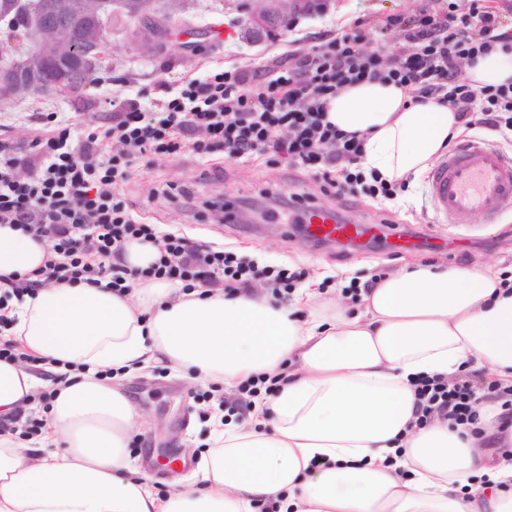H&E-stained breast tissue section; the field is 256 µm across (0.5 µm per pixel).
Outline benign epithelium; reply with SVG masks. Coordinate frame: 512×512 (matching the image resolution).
Instances as JSON below:
<instances>
[{"label":"benign epithelium","instance_id":"1","mask_svg":"<svg viewBox=\"0 0 512 512\" xmlns=\"http://www.w3.org/2000/svg\"><path fill=\"white\" fill-rule=\"evenodd\" d=\"M330 0H252L248 23L256 34L285 27L302 15L325 10ZM100 0H77L75 3L51 5L47 0H32L26 10L16 13V23L23 27L33 43L23 65L0 63V99L43 89L69 96L74 85L86 76L89 58L99 54L106 42V28L85 26L79 31L85 53L68 67L73 33L78 21L99 14ZM166 27L154 21L138 19L132 39L140 47H151L159 41Z\"/></svg>","mask_w":512,"mask_h":512}]
</instances>
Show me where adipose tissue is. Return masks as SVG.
<instances>
[{
  "label": "adipose tissue",
  "instance_id": "adipose-tissue-1",
  "mask_svg": "<svg viewBox=\"0 0 512 512\" xmlns=\"http://www.w3.org/2000/svg\"><path fill=\"white\" fill-rule=\"evenodd\" d=\"M475 88L512 83V39L466 64ZM326 117L363 142L364 174L416 180L462 129L392 82L342 88ZM49 244L0 224V274L32 277ZM342 294L310 285L291 303L151 282L48 284L11 301L0 335L43 358L59 393L36 438L0 434V512H512V458L467 428L415 423L414 382L471 370L512 385V287L490 264H421ZM165 366L235 386L266 374L279 392L249 426L213 414L195 481L159 496L130 458L138 411L118 384ZM38 375L0 361V418L35 408Z\"/></svg>",
  "mask_w": 512,
  "mask_h": 512
}]
</instances>
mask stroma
<instances>
[{"mask_svg": "<svg viewBox=\"0 0 512 512\" xmlns=\"http://www.w3.org/2000/svg\"><path fill=\"white\" fill-rule=\"evenodd\" d=\"M155 7L162 13H182L191 18L192 45H184L182 34L175 29L155 49H141L128 35L134 20L120 18L107 31L108 49L96 61L93 83L84 93L69 97L30 93L0 102V136L27 150L40 134L35 113L57 112L79 125L95 124L100 100L111 96L119 81L151 89L212 62L223 63L228 71H261L285 59L291 51L344 33H361L364 53L394 57L401 53L405 41L401 31H384L385 21L396 16L411 22L427 13H443L448 0H333L328 11L298 18L291 27L259 38L235 23L245 14L242 0H156ZM166 182L201 200L257 201L266 191L310 193L321 208L335 209L347 203L349 223H376L380 231L361 246L317 247L289 223H253L244 214L235 224L217 223L210 214L193 218L154 198V188ZM124 192L134 204L135 215L158 232L177 228L197 245L224 247L246 262L300 271L308 279L322 276L325 289L339 287L346 276L363 283L372 276L424 262L492 263L501 272L512 273V210L504 212L494 224L470 216L439 223L423 180L389 198L370 196L355 184L346 199L339 200L323 191L313 172L272 164L262 156L238 164L216 155L205 163L187 153L150 168L137 166ZM401 236H428L433 246L389 253V242ZM122 384L151 424L130 444L132 460L146 470L159 452L175 455L206 440L209 418L218 404L235 407L236 423H245L249 417L244 394L237 390L225 393L223 386L206 382L191 371L149 368L128 375Z\"/></svg>", "mask_w": 512, "mask_h": 512, "instance_id": "1", "label": "stroma"}]
</instances>
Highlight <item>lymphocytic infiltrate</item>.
I'll return each mask as SVG.
<instances>
[{"instance_id":"1","label":"lymphocytic infiltrate","mask_w":512,"mask_h":512,"mask_svg":"<svg viewBox=\"0 0 512 512\" xmlns=\"http://www.w3.org/2000/svg\"><path fill=\"white\" fill-rule=\"evenodd\" d=\"M500 25L499 14L482 0H469L465 9L450 0L447 13L422 16L405 28L406 45L393 58L364 54L359 35L345 33L259 72L218 67L185 78L175 91L158 84L152 112L143 111L138 98L113 97V119L78 134L56 113H41L43 130L31 151L0 142V224L50 242L49 282L105 279L124 291L129 271L118 258L124 243L137 239L159 249L148 271L155 279L230 293L263 279L280 295L296 272L202 250L183 234L159 235L137 219L122 190L135 162L189 151L203 160L220 153L233 162L272 154L290 168L319 170L325 186L335 187L336 164L355 163L363 142L327 121V103L347 85L374 80L404 85L413 101L453 108L465 128L480 124L512 136V83L475 89L457 72L458 62L502 40ZM416 394L419 422L435 414L457 425L478 421V390L468 378H423Z\"/></svg>"}]
</instances>
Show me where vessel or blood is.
Returning <instances> with one entry per match:
<instances>
[{"mask_svg":"<svg viewBox=\"0 0 512 512\" xmlns=\"http://www.w3.org/2000/svg\"><path fill=\"white\" fill-rule=\"evenodd\" d=\"M433 209L442 222L460 213L495 220L512 210V158L478 141L465 143L441 159L428 176ZM307 233L317 243L356 239L359 228L343 224L332 211L308 210Z\"/></svg>","mask_w":512,"mask_h":512,"instance_id":"obj_1","label":"vessel or blood"}]
</instances>
